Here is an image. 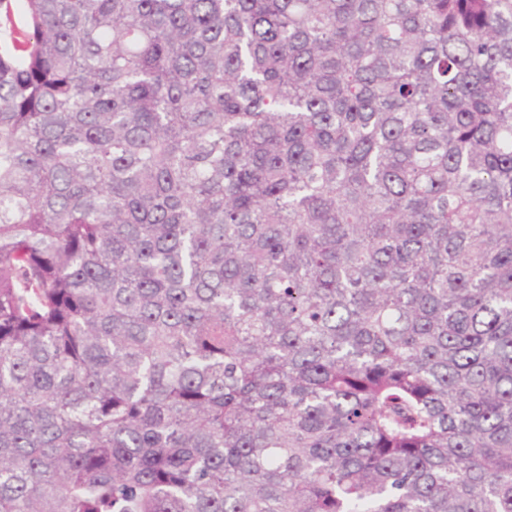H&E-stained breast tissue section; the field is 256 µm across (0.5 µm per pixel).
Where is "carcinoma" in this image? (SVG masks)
<instances>
[{
	"label": "carcinoma",
	"instance_id": "carcinoma-1",
	"mask_svg": "<svg viewBox=\"0 0 512 512\" xmlns=\"http://www.w3.org/2000/svg\"><path fill=\"white\" fill-rule=\"evenodd\" d=\"M0 0V512H512V0Z\"/></svg>",
	"mask_w": 512,
	"mask_h": 512
}]
</instances>
